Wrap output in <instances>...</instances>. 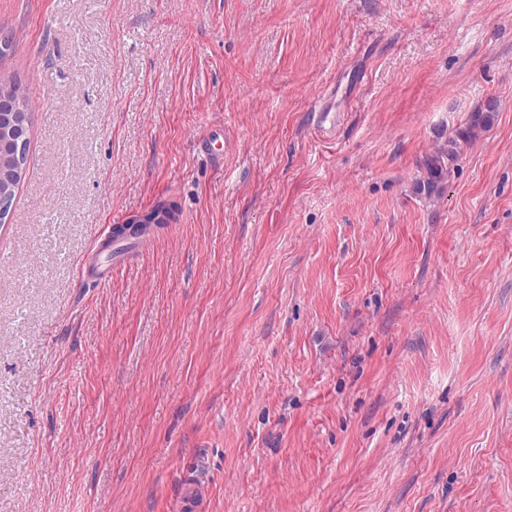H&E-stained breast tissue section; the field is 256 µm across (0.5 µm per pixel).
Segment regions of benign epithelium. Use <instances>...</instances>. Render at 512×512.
<instances>
[{"mask_svg":"<svg viewBox=\"0 0 512 512\" xmlns=\"http://www.w3.org/2000/svg\"><path fill=\"white\" fill-rule=\"evenodd\" d=\"M28 114L21 84L15 80L0 79V137H8L13 153H0V218L8 220L11 214L15 187L25 169L21 166L23 149L27 142Z\"/></svg>","mask_w":512,"mask_h":512,"instance_id":"benign-epithelium-1","label":"benign epithelium"}]
</instances>
